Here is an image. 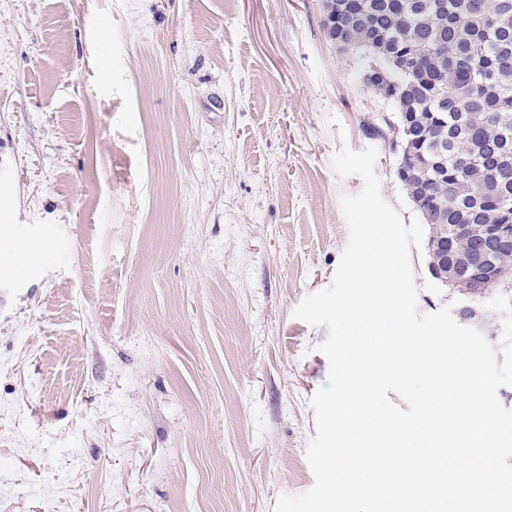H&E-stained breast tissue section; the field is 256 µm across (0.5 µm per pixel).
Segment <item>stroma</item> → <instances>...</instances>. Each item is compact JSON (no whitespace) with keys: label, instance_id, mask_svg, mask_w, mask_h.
Here are the masks:
<instances>
[{"label":"stroma","instance_id":"stroma-1","mask_svg":"<svg viewBox=\"0 0 512 512\" xmlns=\"http://www.w3.org/2000/svg\"><path fill=\"white\" fill-rule=\"evenodd\" d=\"M320 0H0V512H272L313 485L326 327L292 316L349 240L340 147L394 110ZM418 310L481 309L412 249Z\"/></svg>","mask_w":512,"mask_h":512}]
</instances>
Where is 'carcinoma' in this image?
Wrapping results in <instances>:
<instances>
[{"label": "carcinoma", "instance_id": "obj_1", "mask_svg": "<svg viewBox=\"0 0 512 512\" xmlns=\"http://www.w3.org/2000/svg\"><path fill=\"white\" fill-rule=\"evenodd\" d=\"M338 0H321L326 38L342 14ZM351 52L380 63L388 86L373 93L391 104L397 119L410 117L409 132L423 153L448 147L437 164L423 166L418 150L399 153L398 163L433 193L443 221L424 220L429 236L450 224H499L504 217L486 187L512 183V0H368ZM468 64L452 63L457 52ZM497 71L489 85L485 76Z\"/></svg>", "mask_w": 512, "mask_h": 512}]
</instances>
